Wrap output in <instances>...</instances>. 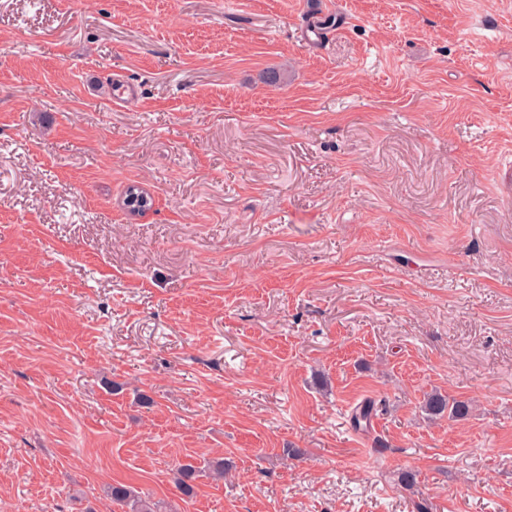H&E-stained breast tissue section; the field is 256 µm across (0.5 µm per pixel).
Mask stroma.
<instances>
[{"label":"stroma","instance_id":"1","mask_svg":"<svg viewBox=\"0 0 512 512\" xmlns=\"http://www.w3.org/2000/svg\"><path fill=\"white\" fill-rule=\"evenodd\" d=\"M117 483L512 512V0H0V512ZM425 413L431 417H444L454 420H465L470 414L469 400L449 399L447 395L433 392L427 395L422 406ZM202 468L191 462L179 464L176 468V483L180 492L186 497H192L198 479L202 476Z\"/></svg>","mask_w":512,"mask_h":512}]
</instances>
